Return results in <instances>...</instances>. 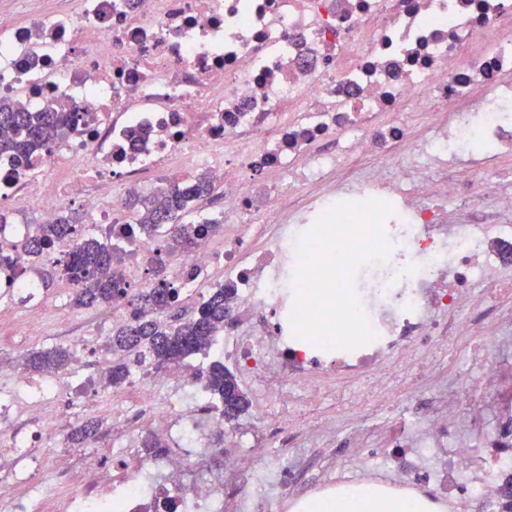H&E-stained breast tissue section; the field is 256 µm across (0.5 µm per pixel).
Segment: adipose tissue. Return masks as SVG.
Here are the masks:
<instances>
[{"label": "adipose tissue", "mask_w": 512, "mask_h": 512, "mask_svg": "<svg viewBox=\"0 0 512 512\" xmlns=\"http://www.w3.org/2000/svg\"><path fill=\"white\" fill-rule=\"evenodd\" d=\"M295 509L296 512H442L443 506L422 494L364 483L302 498Z\"/></svg>", "instance_id": "ef3b65f1"}]
</instances>
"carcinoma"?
Listing matches in <instances>:
<instances>
[{
    "label": "carcinoma",
    "mask_w": 512,
    "mask_h": 512,
    "mask_svg": "<svg viewBox=\"0 0 512 512\" xmlns=\"http://www.w3.org/2000/svg\"><path fill=\"white\" fill-rule=\"evenodd\" d=\"M69 133L70 128L56 123L52 109L32 112L18 103L0 99V155L25 158L31 148L45 147ZM213 191V184L200 174L191 183H170L151 198H136L129 202V207L137 209L144 233L154 235L163 228L167 248H186L201 233H216L222 226L218 218L197 224L184 221L192 204ZM78 226L79 218L66 210L53 224L34 225V232L18 245L28 265L18 266L3 258L0 275L12 281L30 273L34 285L40 288L49 287L57 279L63 280L72 290L71 303L76 307L100 306L112 302L114 296L126 297L133 308L132 321L113 329L103 345L106 351L118 355L107 371L106 386L122 387L136 370L160 371L180 366L194 355L210 356L218 336L224 332V301L234 294V289L219 284L198 299L190 313L183 314L184 290L167 278L163 258H158L151 269L153 287L134 292L120 278L117 269L121 251L112 247L111 241ZM65 236L75 237L79 242L72 251L45 261L43 255ZM163 313L170 315V319L157 318ZM72 358L70 348L55 346L28 352L22 365L29 372L55 374L66 369ZM203 379L209 397L219 402V411H224V392L238 385L236 376L216 357L203 371ZM98 427L96 420L77 425L68 434L64 446L84 444Z\"/></svg>",
    "instance_id": "obj_1"
}]
</instances>
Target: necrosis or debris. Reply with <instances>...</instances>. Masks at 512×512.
<instances>
[{
	"label": "necrosis or debris",
	"mask_w": 512,
	"mask_h": 512,
	"mask_svg": "<svg viewBox=\"0 0 512 512\" xmlns=\"http://www.w3.org/2000/svg\"><path fill=\"white\" fill-rule=\"evenodd\" d=\"M0 96L40 111L68 106V138L33 153L26 166L0 160V207L55 222L75 205L105 224L127 255L124 281L139 284L161 239L138 233L121 191L151 181L186 182L204 170L224 189V234L199 235L166 257L187 301L215 267L236 290L219 351L255 394L258 433L233 463V482L196 485L183 498L176 480L192 464L185 449L201 430H223L197 371L135 376L113 405L151 404L152 428L175 431L177 447L114 475L102 453L86 452L64 491L65 512H138L166 485L173 512H263L245 494L256 458L267 459L276 488L296 487L311 448L346 439L350 470L321 466L311 488L374 480L428 484L452 512H512V392L499 389L488 351L512 334V184L476 182L475 168L512 156V0H69L26 23L0 14ZM411 138L399 112L430 111ZM379 164L338 185L331 172L354 158ZM310 203L291 207L299 193ZM380 198L387 262L362 268L356 294L374 339L328 350L295 337L289 323L299 263L297 243L341 201ZM463 219L448 221L449 205ZM270 313L272 329L255 328ZM454 369L432 400L401 407L404 390ZM67 380L32 396L0 397V447L17 448L10 423L32 422V440L57 443L50 406ZM356 420L349 433L328 418H306L320 402ZM497 405L487 426L479 403ZM393 456L375 462L370 436ZM0 501V512H49L54 489Z\"/></svg>",
	"instance_id": "1"
}]
</instances>
